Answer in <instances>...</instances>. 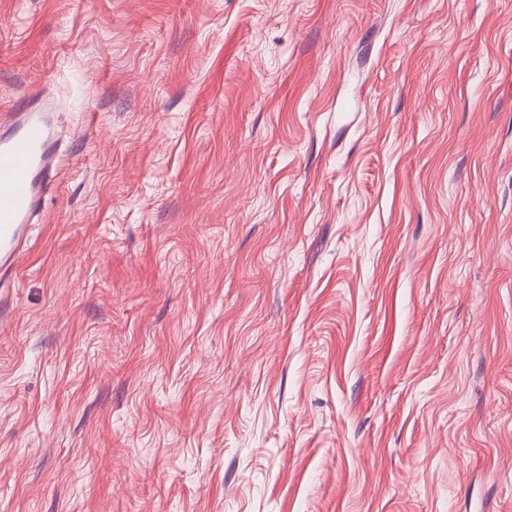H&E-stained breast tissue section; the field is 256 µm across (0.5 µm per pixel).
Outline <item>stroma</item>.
Wrapping results in <instances>:
<instances>
[{"label": "stroma", "mask_w": 512, "mask_h": 512, "mask_svg": "<svg viewBox=\"0 0 512 512\" xmlns=\"http://www.w3.org/2000/svg\"><path fill=\"white\" fill-rule=\"evenodd\" d=\"M32 88L0 512H512V0H0Z\"/></svg>", "instance_id": "35a3bbf8"}]
</instances>
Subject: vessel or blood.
Segmentation results:
<instances>
[{
	"instance_id": "1",
	"label": "vessel or blood",
	"mask_w": 512,
	"mask_h": 512,
	"mask_svg": "<svg viewBox=\"0 0 512 512\" xmlns=\"http://www.w3.org/2000/svg\"><path fill=\"white\" fill-rule=\"evenodd\" d=\"M66 149L49 95L26 93L0 115V282L10 283L52 194Z\"/></svg>"
}]
</instances>
